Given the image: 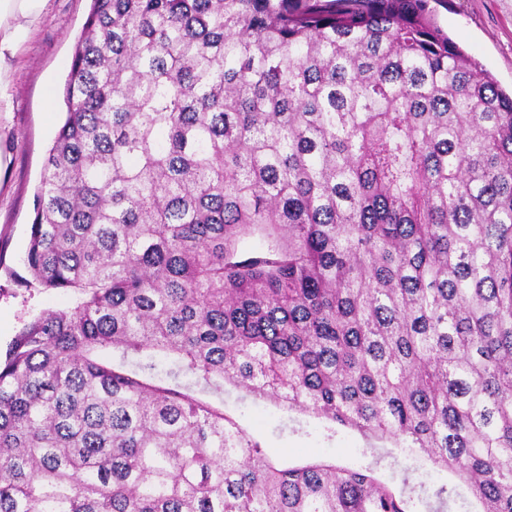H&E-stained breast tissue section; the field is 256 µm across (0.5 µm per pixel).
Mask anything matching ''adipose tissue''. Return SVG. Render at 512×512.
<instances>
[{
	"mask_svg": "<svg viewBox=\"0 0 512 512\" xmlns=\"http://www.w3.org/2000/svg\"><path fill=\"white\" fill-rule=\"evenodd\" d=\"M48 6L49 0H0V112L13 109L14 61L46 19Z\"/></svg>",
	"mask_w": 512,
	"mask_h": 512,
	"instance_id": "adipose-tissue-1",
	"label": "adipose tissue"
}]
</instances>
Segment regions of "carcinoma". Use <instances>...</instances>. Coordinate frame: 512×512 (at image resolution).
<instances>
[{"label":"carcinoma","instance_id":"cac0c4a2","mask_svg":"<svg viewBox=\"0 0 512 512\" xmlns=\"http://www.w3.org/2000/svg\"><path fill=\"white\" fill-rule=\"evenodd\" d=\"M0 359V512H469L279 468L229 384L512 512V94L430 0H92Z\"/></svg>","mask_w":512,"mask_h":512}]
</instances>
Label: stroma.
<instances>
[{
	"instance_id": "35a3bbf8",
	"label": "stroma",
	"mask_w": 512,
	"mask_h": 512,
	"mask_svg": "<svg viewBox=\"0 0 512 512\" xmlns=\"http://www.w3.org/2000/svg\"><path fill=\"white\" fill-rule=\"evenodd\" d=\"M91 0H51L43 26L21 53L13 111L0 114V152L11 160L0 174V350L24 320L48 309L68 307L58 291L36 294L18 286L22 257L35 216V195L44 161L62 123V91L74 46ZM436 23L476 59L505 90H512V0H434ZM224 411L266 454L283 466L329 461L349 468L371 467L379 440L269 401L224 395Z\"/></svg>"
}]
</instances>
